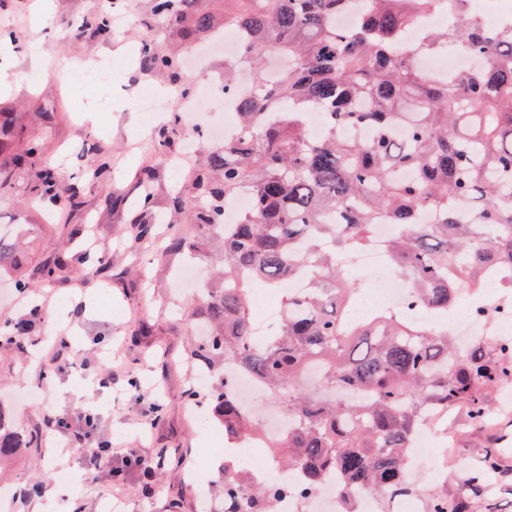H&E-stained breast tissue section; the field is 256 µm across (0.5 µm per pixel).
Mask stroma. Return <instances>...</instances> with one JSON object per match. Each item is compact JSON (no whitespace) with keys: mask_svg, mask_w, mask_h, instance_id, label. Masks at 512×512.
<instances>
[{"mask_svg":"<svg viewBox=\"0 0 512 512\" xmlns=\"http://www.w3.org/2000/svg\"><path fill=\"white\" fill-rule=\"evenodd\" d=\"M36 2L0 0V34L11 40L5 62L12 69L11 80L0 79V113L12 114L19 144H39L42 162L77 188L81 205L65 211L58 225H48L35 170L16 168L0 188V229L17 224L26 233L23 274L34 285V297L60 298L68 306L66 323L49 314L36 322L34 336L62 337L69 347L47 380L39 371L49 349L26 358L0 349V406L32 429L44 428L54 415L73 419L91 410L96 428L86 444L68 433H48L46 447L0 465V487L11 491L9 512H33L36 502L23 497L22 488L38 484L51 493L57 472L65 470L82 512H108L112 505L118 512H204L202 496L217 480L224 453L211 447L206 424L188 409L185 391L195 382V367L184 354L199 321L193 313L198 300L177 273L190 261L211 273L221 246L215 242L193 255L177 250L157 258L153 243L140 238L143 224L163 238L186 233L190 214L201 204L190 183L200 157L183 149L185 138L196 133L183 112L151 118L128 101L143 87L174 99L207 89L219 101L224 92L212 81L224 61L213 59L207 71L183 67L174 74L144 66L145 52L182 59L193 47L175 34L167 16L155 12V0H53V13L40 26L34 23ZM97 13H122L134 24L102 36L85 25ZM35 40L42 43L39 67L29 54ZM88 60L113 67L112 108L92 124L80 114L86 93L65 69ZM164 135L169 142L163 146ZM107 155L109 177L91 179ZM61 252L71 257L64 281L43 280L39 267ZM113 364L124 373L111 380ZM132 377L139 379L140 392L129 389ZM488 395L489 427H473L464 408H449L429 453L441 457L448 446L467 458L476 448L499 449L503 462L487 484L480 512H512V381ZM154 406L162 410L157 422L146 416ZM107 442L111 466L87 467L88 448ZM133 452L155 463L152 483L126 464Z\"/></svg>","mask_w":512,"mask_h":512,"instance_id":"stroma-1","label":"stroma"}]
</instances>
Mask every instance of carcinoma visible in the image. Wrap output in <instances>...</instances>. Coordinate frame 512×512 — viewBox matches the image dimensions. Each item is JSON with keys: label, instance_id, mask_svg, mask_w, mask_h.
Returning <instances> with one entry per match:
<instances>
[{"label": "carcinoma", "instance_id": "1", "mask_svg": "<svg viewBox=\"0 0 512 512\" xmlns=\"http://www.w3.org/2000/svg\"><path fill=\"white\" fill-rule=\"evenodd\" d=\"M197 0H157L184 38L214 31L217 17ZM224 15L238 29L254 81L238 86L224 70V94L239 98V135L196 168L192 189L205 200L188 233L197 244L222 243L223 269L198 314L212 333L191 351L213 369L205 399L235 446L262 427L245 411L232 364L254 378L293 420L269 441L272 456L293 468L304 486L337 485L353 500L361 487L385 502L418 495L427 512H464L459 503L418 485L404 462L429 414L466 407L472 424L491 420L485 391L512 380V338L464 353L448 348V324L427 323L403 305L358 322V288L344 278L342 258L376 243L383 220L396 232L383 250L404 278L407 301L434 316L448 312L461 290L477 294L497 273L512 281V17L490 31L475 18L459 26L407 36L415 19L442 4L467 0H362L354 28L336 26L353 0H239ZM447 48L485 60L473 72L420 71L418 58ZM274 52L288 59L279 77L264 76ZM145 64L173 73L179 60L146 52ZM326 116L324 135L306 131L308 115ZM369 124L356 139L346 129ZM11 118L0 117V155L16 167L34 165L39 145L15 144ZM250 209L225 221L243 190ZM36 190L55 208L76 205L75 191L43 165ZM24 258L18 240L0 237V278L19 293ZM303 277L307 287L287 284ZM282 291V311L266 336L250 316L253 290ZM29 317L0 327V347L18 353L32 342ZM42 432L17 426L0 408V460L38 448ZM495 448H479L460 473L480 497L499 466ZM234 512H276L285 488L224 462L218 477Z\"/></svg>", "mask_w": 512, "mask_h": 512}]
</instances>
